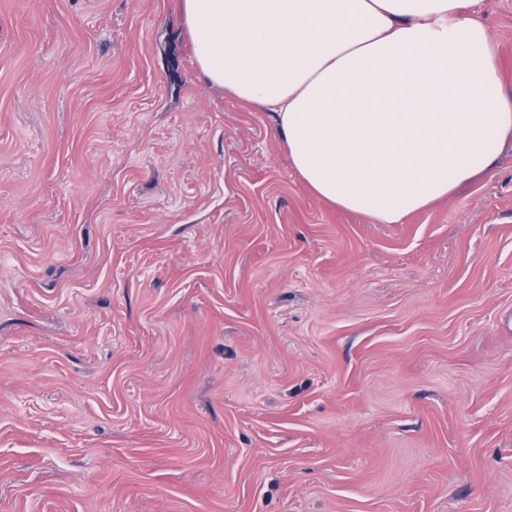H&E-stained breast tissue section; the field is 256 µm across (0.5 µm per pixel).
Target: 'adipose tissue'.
Returning a JSON list of instances; mask_svg holds the SVG:
<instances>
[{"label":"adipose tissue","instance_id":"ef3b65f1","mask_svg":"<svg viewBox=\"0 0 512 512\" xmlns=\"http://www.w3.org/2000/svg\"><path fill=\"white\" fill-rule=\"evenodd\" d=\"M206 83L268 113L295 175L377 224L494 174L512 90L487 0H180Z\"/></svg>","mask_w":512,"mask_h":512}]
</instances>
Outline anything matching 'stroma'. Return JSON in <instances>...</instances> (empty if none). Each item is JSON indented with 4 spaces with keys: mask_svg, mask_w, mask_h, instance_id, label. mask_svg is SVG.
Masks as SVG:
<instances>
[{
    "mask_svg": "<svg viewBox=\"0 0 512 512\" xmlns=\"http://www.w3.org/2000/svg\"><path fill=\"white\" fill-rule=\"evenodd\" d=\"M0 512H512V156L375 224L179 0H0Z\"/></svg>",
    "mask_w": 512,
    "mask_h": 512,
    "instance_id": "obj_1",
    "label": "stroma"
}]
</instances>
